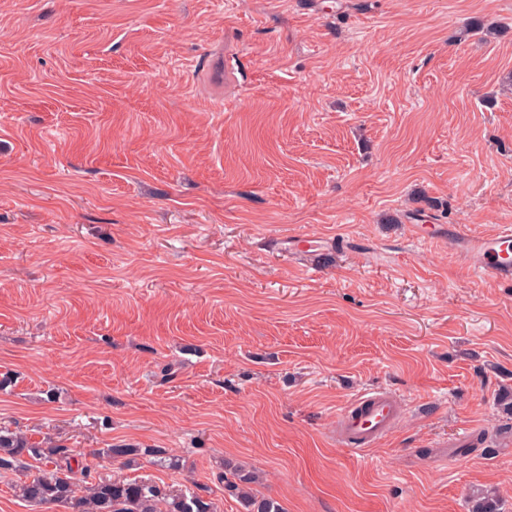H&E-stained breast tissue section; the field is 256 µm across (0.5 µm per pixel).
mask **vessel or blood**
Returning a JSON list of instances; mask_svg holds the SVG:
<instances>
[{"label":"vessel or blood","instance_id":"vessel-or-blood-1","mask_svg":"<svg viewBox=\"0 0 512 512\" xmlns=\"http://www.w3.org/2000/svg\"><path fill=\"white\" fill-rule=\"evenodd\" d=\"M442 237L448 238L456 254L474 271L497 279L512 281V225H503L493 235H470L456 225L439 226ZM400 405L388 390L360 392L339 413L342 443L347 449L359 451L383 438L392 428Z\"/></svg>","mask_w":512,"mask_h":512}]
</instances>
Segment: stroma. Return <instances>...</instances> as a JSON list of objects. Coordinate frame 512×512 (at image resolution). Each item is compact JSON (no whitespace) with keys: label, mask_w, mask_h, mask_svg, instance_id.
<instances>
[{"label":"stroma","mask_w":512,"mask_h":512,"mask_svg":"<svg viewBox=\"0 0 512 512\" xmlns=\"http://www.w3.org/2000/svg\"><path fill=\"white\" fill-rule=\"evenodd\" d=\"M416 224L512 225V0H0V426L220 512H512V281ZM399 409L398 399L392 391L360 392L337 416L343 446L359 451L380 440L392 428ZM97 455L106 457L112 462H117L124 468H130L139 464L140 458L152 455L156 451L152 449L136 448L129 444L111 445L108 448H99L96 450ZM241 501L245 512H283L280 504L272 497H257L242 490Z\"/></svg>","instance_id":"35a3bbf8"}]
</instances>
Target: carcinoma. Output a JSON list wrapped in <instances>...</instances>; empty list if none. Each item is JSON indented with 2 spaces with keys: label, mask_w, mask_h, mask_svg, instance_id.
<instances>
[{
  "label": "carcinoma",
  "mask_w": 512,
  "mask_h": 512,
  "mask_svg": "<svg viewBox=\"0 0 512 512\" xmlns=\"http://www.w3.org/2000/svg\"><path fill=\"white\" fill-rule=\"evenodd\" d=\"M96 453L130 468L154 450L122 444L100 448ZM28 457L41 462L43 468L14 484V492L32 505L53 506L63 512H217L213 501L194 491L166 490L148 480L100 477L80 496L77 490L89 477L88 467L73 465L75 454L70 446L51 436L33 442L21 432L0 426V475L27 468ZM241 501L245 512H283L271 497H257L243 490Z\"/></svg>",
  "instance_id": "1"
}]
</instances>
